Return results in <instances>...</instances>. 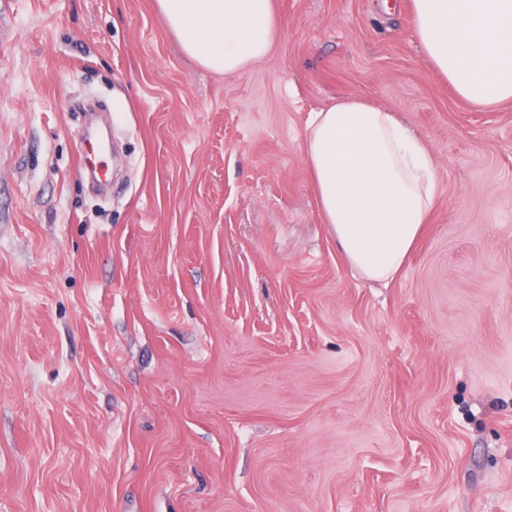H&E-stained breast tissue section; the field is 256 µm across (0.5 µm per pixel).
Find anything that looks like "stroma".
I'll return each mask as SVG.
<instances>
[{
  "label": "stroma",
  "mask_w": 512,
  "mask_h": 512,
  "mask_svg": "<svg viewBox=\"0 0 512 512\" xmlns=\"http://www.w3.org/2000/svg\"><path fill=\"white\" fill-rule=\"evenodd\" d=\"M274 3L271 55L224 77L155 0H0V512H512V102L461 99L409 0ZM342 97L438 163L387 284L304 159ZM111 131H102L96 127L89 128L82 140V163L85 170L92 173L91 179L100 181L109 180V174L102 167V159L107 153Z\"/></svg>",
  "instance_id": "1"
}]
</instances>
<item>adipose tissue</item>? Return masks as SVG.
I'll return each instance as SVG.
<instances>
[{
    "label": "adipose tissue",
    "mask_w": 512,
    "mask_h": 512,
    "mask_svg": "<svg viewBox=\"0 0 512 512\" xmlns=\"http://www.w3.org/2000/svg\"><path fill=\"white\" fill-rule=\"evenodd\" d=\"M182 51L224 76L263 61L280 22L273 0H156ZM427 60L473 108L512 101V0H411ZM305 160L319 209L353 272L395 280L437 200L438 163L393 110L345 98L313 112Z\"/></svg>",
    "instance_id": "1"
}]
</instances>
